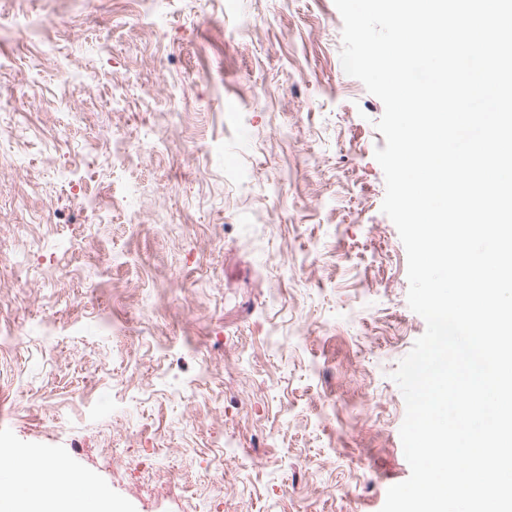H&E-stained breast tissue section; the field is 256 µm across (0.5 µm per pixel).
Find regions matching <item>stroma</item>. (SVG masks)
<instances>
[{
	"instance_id": "stroma-1",
	"label": "stroma",
	"mask_w": 512,
	"mask_h": 512,
	"mask_svg": "<svg viewBox=\"0 0 512 512\" xmlns=\"http://www.w3.org/2000/svg\"><path fill=\"white\" fill-rule=\"evenodd\" d=\"M0 15L48 23L0 38V448L117 512H381L410 475L391 375L426 323L334 0ZM147 129L113 168L105 138Z\"/></svg>"
}]
</instances>
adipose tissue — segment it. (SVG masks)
Returning <instances> with one entry per match:
<instances>
[{
  "label": "adipose tissue",
  "instance_id": "ef3b65f1",
  "mask_svg": "<svg viewBox=\"0 0 512 512\" xmlns=\"http://www.w3.org/2000/svg\"><path fill=\"white\" fill-rule=\"evenodd\" d=\"M47 485L54 494H44ZM0 512H112V503L89 478L69 481L59 464L0 452Z\"/></svg>",
  "mask_w": 512,
  "mask_h": 512
}]
</instances>
